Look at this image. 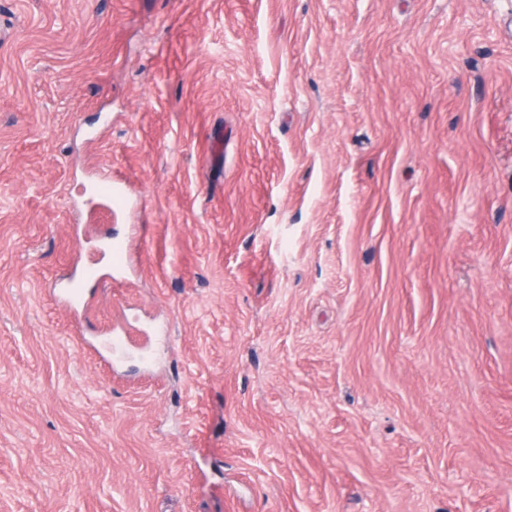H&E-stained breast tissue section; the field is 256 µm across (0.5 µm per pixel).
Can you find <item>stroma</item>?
Returning <instances> with one entry per match:
<instances>
[{"label":"stroma","instance_id":"obj_1","mask_svg":"<svg viewBox=\"0 0 512 512\" xmlns=\"http://www.w3.org/2000/svg\"><path fill=\"white\" fill-rule=\"evenodd\" d=\"M0 512H512V0H0Z\"/></svg>","mask_w":512,"mask_h":512}]
</instances>
